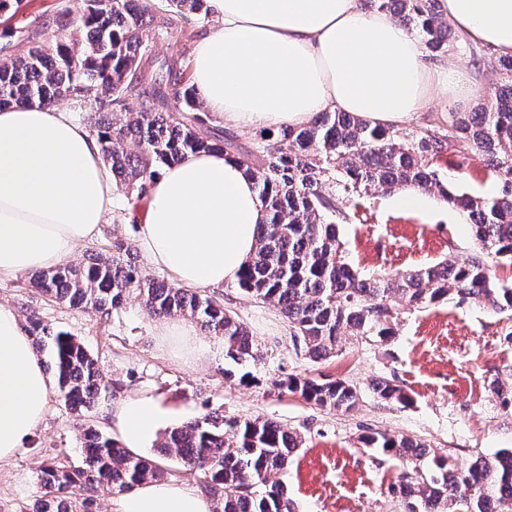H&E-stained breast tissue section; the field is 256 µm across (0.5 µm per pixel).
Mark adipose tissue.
Segmentation results:
<instances>
[{
	"mask_svg": "<svg viewBox=\"0 0 512 512\" xmlns=\"http://www.w3.org/2000/svg\"><path fill=\"white\" fill-rule=\"evenodd\" d=\"M215 23L192 48L207 112L243 129L302 126L350 112L400 127L432 101L451 109L475 83L453 60H427L419 40L360 0H211ZM472 42L512 55V0H439ZM115 185L96 137L62 104L0 109V278L48 270L94 240L114 211ZM146 261L190 288L237 280L256 248L263 204L235 157L187 155L162 169L132 211ZM52 382L17 310L0 304V462L43 421ZM167 411L132 398L112 420L125 448L152 439ZM197 489L150 482L116 512H210Z\"/></svg>",
	"mask_w": 512,
	"mask_h": 512,
	"instance_id": "1",
	"label": "adipose tissue"
}]
</instances>
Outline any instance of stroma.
Wrapping results in <instances>:
<instances>
[{
    "label": "stroma",
    "mask_w": 512,
    "mask_h": 512,
    "mask_svg": "<svg viewBox=\"0 0 512 512\" xmlns=\"http://www.w3.org/2000/svg\"><path fill=\"white\" fill-rule=\"evenodd\" d=\"M72 4L23 0L14 16L0 15V22L17 32L10 53L27 50L23 30ZM438 165L457 189L488 196L500 190L481 154L464 160L446 154ZM116 201L109 224L96 241L77 248L73 264L93 251L110 253L113 235L136 240L135 224L125 219V195L117 194ZM343 208L349 219L338 227L340 239L351 264L365 274L403 272L445 259L461 263L477 252L470 225L437 196L426 210L397 208L393 194L383 192L344 202ZM208 294L239 315L261 361L232 366L222 340L201 331L196 338L209 350L200 358L188 357L160 336V318L148 315L133 296L104 317L43 295L31 274L0 279L1 304L15 307L23 320L35 316L49 330L73 336L111 388L104 402L80 417L58 395H50L39 429L0 463V512H28L41 493V466L50 460L82 466V427L115 436L113 409L136 397L159 401L171 425L215 412L271 419L296 431L304 444L279 475L296 512H407L404 499L393 491L405 463L364 447L362 437L373 432L418 439L462 464L512 448V408L491 392L494 383L512 384V315L474 302L411 310L397 300L392 336H345L333 356L316 359L296 344L276 307L252 299L234 283ZM291 376L347 380L357 386L360 402L347 412L314 405L278 389V380ZM378 379L403 388L410 403L375 398L371 384Z\"/></svg>",
    "instance_id": "stroma-1"
}]
</instances>
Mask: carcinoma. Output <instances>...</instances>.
<instances>
[{
	"label": "carcinoma",
	"mask_w": 512,
	"mask_h": 512,
	"mask_svg": "<svg viewBox=\"0 0 512 512\" xmlns=\"http://www.w3.org/2000/svg\"><path fill=\"white\" fill-rule=\"evenodd\" d=\"M388 13L415 35L433 56L462 49L438 12V0H363ZM72 22L84 33L73 42L54 19L24 31L31 43L21 55L0 56V108L13 103L44 105L70 96L122 118L91 122L116 188L136 208L149 196L160 170L186 154L223 151L236 155L235 136L211 130L188 65L178 56L147 64L151 37L170 34L175 20L193 14L211 17L208 0H80ZM503 83L476 112H450L445 125L428 124L406 138L393 126L373 125L348 112H319L306 125L260 136L256 151L241 158L259 190L266 221L258 246L237 284L273 305L288 320L293 338L316 359L335 353L344 336L392 334V299L413 308L455 299L512 312V286L499 283L493 266L512 261V55H481ZM135 99L139 107H128ZM466 159L482 153L502 184L498 196L460 191L435 167L444 153ZM410 188L435 192L469 221L479 254L465 264L440 262L405 273L363 275L348 263L336 219H347L341 204L373 191ZM33 285L73 309L104 316L135 293L154 317L187 316L224 340V356L237 365L260 360L247 326L218 299L158 281L136 260L134 245L112 239V255L94 254L84 267L40 271ZM39 349L54 370L58 397L73 411L106 398L87 350L73 337L32 322ZM285 392L298 393L323 408L350 410L360 399L344 380L289 377ZM376 398L409 402L400 387L380 379ZM368 448L410 464L398 491L408 512H512V448L460 467L426 444L375 432L362 437ZM302 437L278 422L207 413L167 430L157 452L188 470H201L213 497L212 512H295L277 479ZM84 463L68 468L47 462L38 474L44 494L30 512H92L103 491H128L171 475L157 462L129 451L89 426L82 430Z\"/></svg>",
	"instance_id": "cac0c4a2"
}]
</instances>
